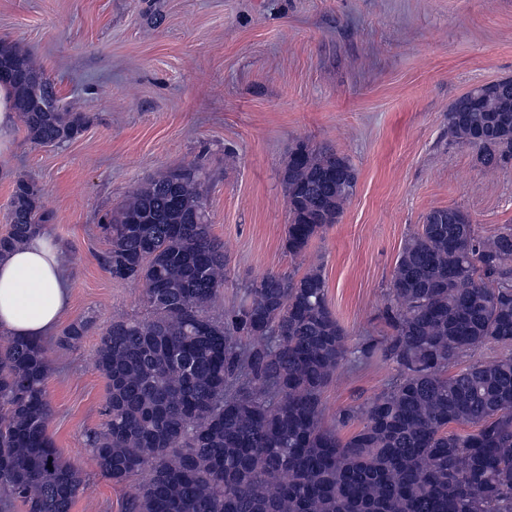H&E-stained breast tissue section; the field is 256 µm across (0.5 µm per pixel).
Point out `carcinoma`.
I'll list each match as a JSON object with an SVG mask.
<instances>
[{
	"label": "carcinoma",
	"instance_id": "1",
	"mask_svg": "<svg viewBox=\"0 0 512 512\" xmlns=\"http://www.w3.org/2000/svg\"><path fill=\"white\" fill-rule=\"evenodd\" d=\"M3 80L33 143L86 128L89 117L60 107L34 64L0 40ZM446 120L448 142L481 165L512 164V109L485 87L456 97ZM297 150L285 172L294 257L339 221L357 185L346 157ZM201 183L199 166L170 170L102 224L108 270L143 281L150 310L113 320L96 351L108 396L89 444L104 478L134 484L125 512H512V356L449 372L470 351L512 344V226L481 236L459 208L428 212L396 262L392 336L352 352L319 266L266 274L236 314H208L224 287V244ZM41 198L35 183L15 182L0 253L52 219ZM377 350L398 377L324 425L336 371ZM47 373L42 344H0V485L26 512H71L85 479L47 434Z\"/></svg>",
	"mask_w": 512,
	"mask_h": 512
}]
</instances>
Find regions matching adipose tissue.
I'll list each match as a JSON object with an SVG mask.
<instances>
[{
    "label": "adipose tissue",
    "mask_w": 512,
    "mask_h": 512,
    "mask_svg": "<svg viewBox=\"0 0 512 512\" xmlns=\"http://www.w3.org/2000/svg\"><path fill=\"white\" fill-rule=\"evenodd\" d=\"M68 258L48 233L0 255V331L41 341L69 307Z\"/></svg>",
    "instance_id": "ef3b65f1"
}]
</instances>
